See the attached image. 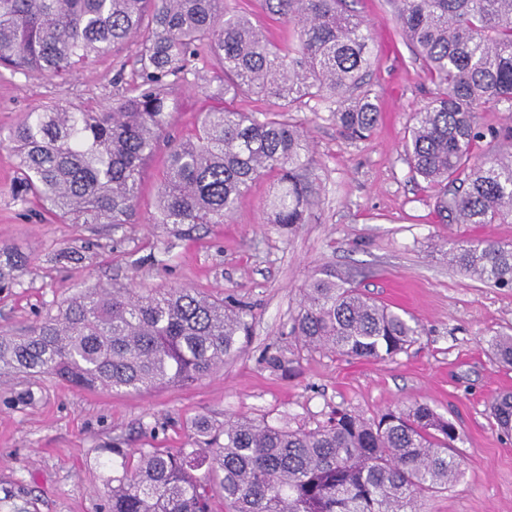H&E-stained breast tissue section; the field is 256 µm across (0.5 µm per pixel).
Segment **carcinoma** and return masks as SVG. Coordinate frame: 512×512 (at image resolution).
Returning <instances> with one entry per match:
<instances>
[{
  "label": "carcinoma",
  "mask_w": 512,
  "mask_h": 512,
  "mask_svg": "<svg viewBox=\"0 0 512 512\" xmlns=\"http://www.w3.org/2000/svg\"><path fill=\"white\" fill-rule=\"evenodd\" d=\"M396 29L435 86L414 112L403 148L411 171L436 192L438 217L512 223V126L506 145L475 154L480 110L512 103V0H390ZM291 26L276 43L224 0H0V67L59 77L132 37L141 51L125 95L96 111L29 112L0 144L17 158L16 198L35 200L60 224H137L141 172L171 126L170 89L195 60L216 62L218 104L194 134L171 145L153 224H222L257 179L275 174L274 224H305L317 201L304 129L284 118L307 100L329 103L342 132L367 137L380 112L365 82L369 24L346 0H264ZM250 93L272 107L239 112ZM22 258L0 248V288ZM448 264L512 288V244H449ZM236 303L193 288L138 293L99 289L47 314L26 336H0V377L47 375L116 391L184 384L236 355L249 335ZM292 333L310 350L394 359L421 335L417 322L323 269L304 289ZM512 366V336L489 341ZM512 431V394L493 403ZM186 448L112 449L106 512H415L419 495L462 475L455 426L430 405L386 408L370 419L336 409L313 429L240 418Z\"/></svg>",
  "instance_id": "carcinoma-1"
}]
</instances>
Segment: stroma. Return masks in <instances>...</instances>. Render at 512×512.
<instances>
[{
	"mask_svg": "<svg viewBox=\"0 0 512 512\" xmlns=\"http://www.w3.org/2000/svg\"><path fill=\"white\" fill-rule=\"evenodd\" d=\"M370 24L369 82L380 120L363 141L343 137L325 104L292 119L308 130L319 202L305 224L270 223L275 177L255 181L221 224H59L14 197L17 159L0 146V247L23 257L0 290V334L20 336L66 300L92 288L187 287L232 297L251 325L239 352L191 384L110 391L58 379L0 381V512H100L112 449L181 448L207 420L245 417L316 427L334 408L370 417L386 407L429 404L459 430L462 477L422 495L419 512H512V435L491 401L512 393V366L490 339L512 334V290L448 264L454 241L512 243L511 224H444L436 197L416 177L402 142L433 85L396 30L388 0H348ZM137 40L62 79L0 69V135L35 109H98L124 94ZM212 63L175 88L174 134L188 138L211 105ZM354 279L421 326L395 359L365 361L310 351L290 334L307 281L321 269Z\"/></svg>",
	"mask_w": 512,
	"mask_h": 512,
	"instance_id": "obj_1",
	"label": "stroma"
}]
</instances>
